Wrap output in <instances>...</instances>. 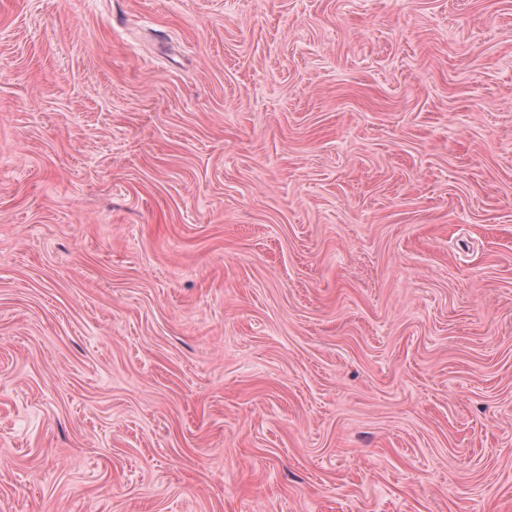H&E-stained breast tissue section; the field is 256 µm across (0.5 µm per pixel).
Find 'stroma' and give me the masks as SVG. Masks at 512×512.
<instances>
[{
	"label": "stroma",
	"mask_w": 512,
	"mask_h": 512,
	"mask_svg": "<svg viewBox=\"0 0 512 512\" xmlns=\"http://www.w3.org/2000/svg\"><path fill=\"white\" fill-rule=\"evenodd\" d=\"M0 512H512V0H0Z\"/></svg>",
	"instance_id": "1"
}]
</instances>
